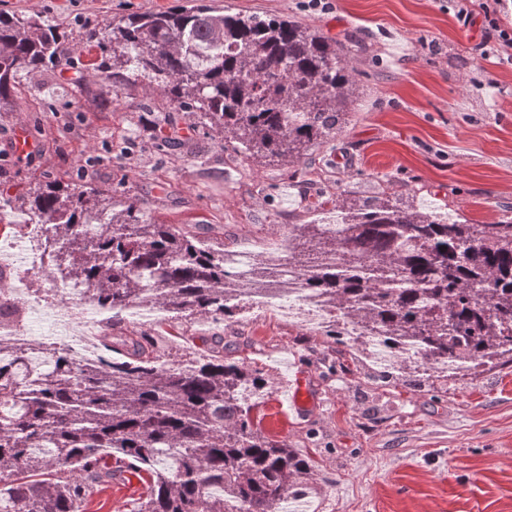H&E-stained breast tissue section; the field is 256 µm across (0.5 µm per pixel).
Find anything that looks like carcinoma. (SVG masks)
<instances>
[{
    "label": "carcinoma",
    "instance_id": "cac0c4a2",
    "mask_svg": "<svg viewBox=\"0 0 512 512\" xmlns=\"http://www.w3.org/2000/svg\"><path fill=\"white\" fill-rule=\"evenodd\" d=\"M352 49L299 20L228 5L128 14L76 36L48 18L0 12V112L32 72L91 68L95 87L82 90L101 104L146 79L162 100L137 108L184 112L194 127L224 133L235 153L286 165L349 123ZM178 129L164 121L156 138L180 141ZM0 201L46 226L48 273L66 288L89 287L111 311L104 367L76 366L51 348L26 380L18 374L26 353L0 349V512H82L88 486L111 483L114 463L151 470L138 512H277L282 498L307 489L313 460L254 428L253 397L271 390L266 374L225 357L222 339L165 360L150 333L118 319L138 297L174 320L234 319L224 244L161 223L84 176L38 181ZM329 205L344 236L291 225L288 263L302 270L303 286L374 334L418 339V386L437 356L466 352L512 367L511 219L442 221L396 196L352 203L340 191L308 202ZM336 251L339 266L320 265ZM281 276L261 262L248 271L261 288Z\"/></svg>",
    "mask_w": 512,
    "mask_h": 512
}]
</instances>
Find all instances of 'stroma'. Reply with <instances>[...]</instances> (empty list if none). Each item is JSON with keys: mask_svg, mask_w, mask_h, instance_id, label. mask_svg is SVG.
Here are the masks:
<instances>
[{"mask_svg": "<svg viewBox=\"0 0 512 512\" xmlns=\"http://www.w3.org/2000/svg\"><path fill=\"white\" fill-rule=\"evenodd\" d=\"M188 0H0V10L93 27L112 16L166 10ZM214 0L243 12L294 17L352 38L359 88L350 124L294 167L264 165L186 130L188 145L150 147L159 113L101 106L72 72H37L0 112V191L41 176L74 177L90 151L139 132L141 151L93 170L124 187L155 218L198 227L202 238L261 250L292 224L320 220L305 197L342 191L357 201L398 193L417 210L477 224L512 218V63L484 44V16L459 22L461 0ZM35 146L20 156L14 132ZM220 336L227 357L268 374L273 388L252 411L265 435L307 454L315 475L306 512H512V368L486 367L424 391L382 378L354 347L331 348L271 309L234 321L197 318L155 327V348L177 358ZM302 376L310 403L282 392ZM142 498L117 484L94 488L84 512H136Z\"/></svg>", "mask_w": 512, "mask_h": 512, "instance_id": "1", "label": "stroma"}]
</instances>
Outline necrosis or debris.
Wrapping results in <instances>:
<instances>
[{"instance_id": "4bbe7bcc", "label": "necrosis or debris", "mask_w": 512, "mask_h": 512, "mask_svg": "<svg viewBox=\"0 0 512 512\" xmlns=\"http://www.w3.org/2000/svg\"><path fill=\"white\" fill-rule=\"evenodd\" d=\"M37 224L27 226L26 237L17 239L12 252L0 254V294L20 305V319L0 317V343L35 354L50 346L64 348L68 358L80 365L105 361L103 349L84 343V336L103 326L105 312L93 292L71 293L62 289L60 302L55 306L54 319H47L46 306L34 295L31 280L45 267L41 254L33 252L28 239L40 235ZM246 301L256 308H273L300 327L321 334L332 324H339L342 335L350 345L368 354L376 369L389 371L419 360L422 351L411 339L392 341L370 334L362 325L340 322V314L313 289L302 287L296 275H289L276 296L256 291L247 294Z\"/></svg>"}]
</instances>
